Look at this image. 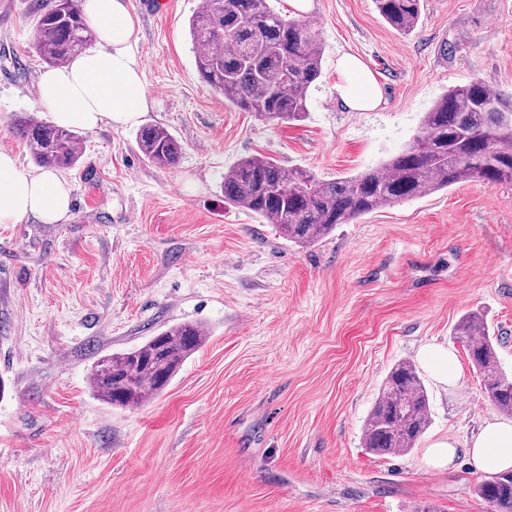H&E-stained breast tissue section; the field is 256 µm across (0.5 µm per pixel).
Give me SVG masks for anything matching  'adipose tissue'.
Returning <instances> with one entry per match:
<instances>
[{
    "mask_svg": "<svg viewBox=\"0 0 512 512\" xmlns=\"http://www.w3.org/2000/svg\"><path fill=\"white\" fill-rule=\"evenodd\" d=\"M87 18L98 29L97 47L68 65L41 75L36 89L40 105L55 123L93 130L101 124H138L148 110L141 63L136 52V17L127 0H85ZM336 96L355 112L375 110L381 99L373 72L358 56L345 53L336 62ZM71 188L54 172L20 169L14 153L0 150V224L32 217L58 224L70 211ZM477 473L512 469V421L491 420L468 450Z\"/></svg>",
    "mask_w": 512,
    "mask_h": 512,
    "instance_id": "obj_1",
    "label": "adipose tissue"
}]
</instances>
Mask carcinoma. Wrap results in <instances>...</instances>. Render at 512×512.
I'll return each instance as SVG.
<instances>
[{
    "label": "carcinoma",
    "mask_w": 512,
    "mask_h": 512,
    "mask_svg": "<svg viewBox=\"0 0 512 512\" xmlns=\"http://www.w3.org/2000/svg\"><path fill=\"white\" fill-rule=\"evenodd\" d=\"M271 0H205L189 20V35L202 80L244 112L270 121L298 122L308 113L311 88L322 73L324 45L307 17L288 19ZM396 32L408 35L421 18L423 0H373ZM94 38L80 0H53L35 25L32 47L49 65L61 67ZM16 130L43 168L71 167L81 157L73 129L34 116ZM137 145L150 162L178 163L182 147L163 127L140 129ZM461 182L512 185V97L474 79L445 91L424 113L420 134L380 167L364 174L324 180L302 169H285L253 155L224 175V200L273 224L288 241L307 247L377 209L421 198ZM208 336L196 322L173 325L140 347L99 358L90 384L107 404L133 408L159 396ZM482 378L488 400L512 415V384L505 381L484 315L458 321ZM429 396L416 367L400 361L389 372L365 420L363 447L378 455L405 454L430 426ZM475 494L487 512H512V469L481 481Z\"/></svg>",
    "instance_id": "carcinoma-1"
}]
</instances>
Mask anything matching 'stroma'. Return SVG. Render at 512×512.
Segmentation results:
<instances>
[{"mask_svg": "<svg viewBox=\"0 0 512 512\" xmlns=\"http://www.w3.org/2000/svg\"><path fill=\"white\" fill-rule=\"evenodd\" d=\"M201 0H129L150 108L179 162L159 167L138 128L83 131L62 224H0V512H486L467 444L496 408L453 329L480 311L512 374V187L459 183L384 207L299 247L225 202L224 176L260 154L323 179L368 171L418 135L449 87L512 95V0H424L410 35L372 0H314L322 74L300 122L231 107L202 81L188 34ZM51 0H0V149L38 172L13 129L41 120L32 48ZM358 55L382 101L336 98ZM208 329L167 389L120 409L88 373L102 355L182 322ZM453 348L445 388L422 373L431 424L407 454L376 456L362 427L394 364ZM452 468L426 465L437 440ZM457 449L449 440L433 443L425 453V463L432 468H442L455 462Z\"/></svg>", "mask_w": 512, "mask_h": 512, "instance_id": "obj_1", "label": "stroma"}]
</instances>
